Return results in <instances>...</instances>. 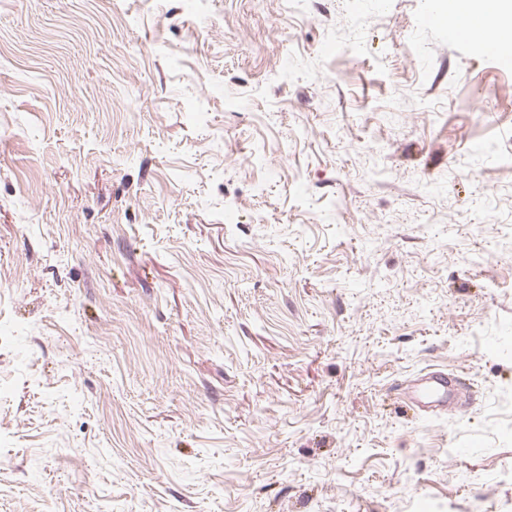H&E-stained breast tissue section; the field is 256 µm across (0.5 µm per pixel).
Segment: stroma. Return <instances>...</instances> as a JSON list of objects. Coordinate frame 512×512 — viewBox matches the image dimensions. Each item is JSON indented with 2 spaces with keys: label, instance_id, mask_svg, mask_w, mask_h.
<instances>
[{
  "label": "stroma",
  "instance_id": "stroma-1",
  "mask_svg": "<svg viewBox=\"0 0 512 512\" xmlns=\"http://www.w3.org/2000/svg\"><path fill=\"white\" fill-rule=\"evenodd\" d=\"M427 12L0 0V512H512V65ZM409 396L410 407L423 412H434L448 407L454 396L460 393L458 381L440 370L421 375Z\"/></svg>",
  "mask_w": 512,
  "mask_h": 512
}]
</instances>
